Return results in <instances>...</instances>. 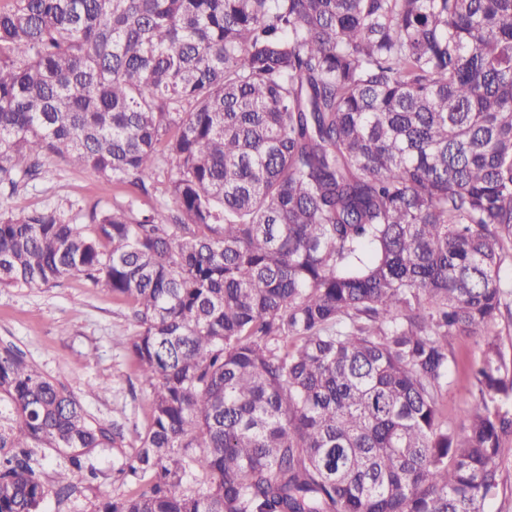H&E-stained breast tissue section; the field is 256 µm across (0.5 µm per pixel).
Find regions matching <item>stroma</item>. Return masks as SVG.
Returning <instances> with one entry per match:
<instances>
[{
	"mask_svg": "<svg viewBox=\"0 0 512 512\" xmlns=\"http://www.w3.org/2000/svg\"><path fill=\"white\" fill-rule=\"evenodd\" d=\"M170 202L166 177H159L146 194L121 183L105 188L89 169L54 157L45 162L36 180L0 194V212L48 208L80 223L95 205L149 210ZM134 332L126 304L110 289L77 276L54 287L0 288V345L22 350L38 370L67 386L94 418L107 423L119 420L125 435L123 454L140 447L151 420V388L126 346ZM483 349L482 338L475 336L449 341L452 362L442 402L450 423L464 418L472 388L469 366L481 358ZM121 456L110 448L96 449L88 457L95 478L75 480L71 492L61 497L52 490L57 454L45 449L42 478L50 492L42 512H95L102 499L139 493L144 479H122L115 473Z\"/></svg>",
	"mask_w": 512,
	"mask_h": 512,
	"instance_id": "1",
	"label": "stroma"
}]
</instances>
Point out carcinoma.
I'll return each mask as SVG.
<instances>
[{
    "mask_svg": "<svg viewBox=\"0 0 512 512\" xmlns=\"http://www.w3.org/2000/svg\"><path fill=\"white\" fill-rule=\"evenodd\" d=\"M57 156L173 208L0 212V287L125 300L151 424L97 512H487L512 359V0H12L0 186ZM482 336L464 423L448 340ZM124 447L0 349V512ZM193 469L206 487L188 491Z\"/></svg>",
    "mask_w": 512,
    "mask_h": 512,
    "instance_id": "obj_1",
    "label": "carcinoma"
}]
</instances>
